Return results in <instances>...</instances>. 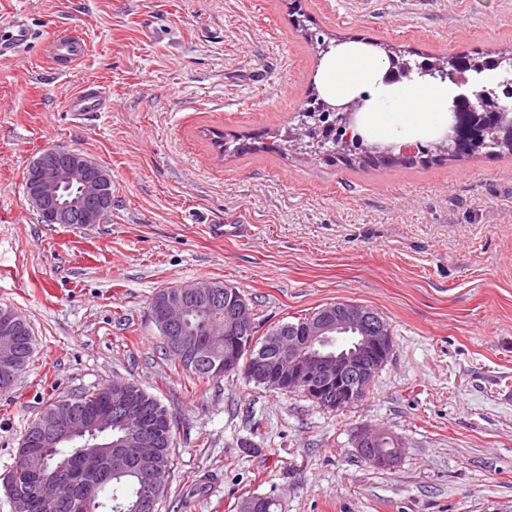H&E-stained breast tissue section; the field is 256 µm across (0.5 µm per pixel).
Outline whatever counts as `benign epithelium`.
<instances>
[{
	"mask_svg": "<svg viewBox=\"0 0 512 512\" xmlns=\"http://www.w3.org/2000/svg\"><path fill=\"white\" fill-rule=\"evenodd\" d=\"M390 69L383 76L386 84L410 76L408 62L389 55ZM421 77L440 78L458 84L464 76L455 67L418 69ZM370 95L363 92L340 103L324 102L327 111L312 114L314 123H300L288 131V139L308 146L322 148L332 143L338 150L345 140H331L315 133L321 120L327 125L352 133L358 129V114ZM448 129L436 143V148L454 154L461 149V134L468 130L478 137V145L493 148L505 142L512 143V107L500 104L493 123L481 128L482 114L476 112L468 95L460 94L448 108ZM36 175L26 186V199L33 209L54 224H66L72 214L80 216L83 224H100L109 205V187L112 177L107 169L86 155L65 147L43 150L33 161ZM224 306V319L211 317L190 329L186 314ZM151 317L167 347L198 361L207 359L208 347L224 340V373H240L246 379H258L273 387H302L322 406L352 402L366 394L376 374L388 361L392 350V334L388 325L361 304L346 302L336 308V325L318 320L306 336H283L275 331L273 351L277 361L260 364L243 358V352L253 348L256 326L252 308L236 288L218 286L210 281L175 287L164 291L154 300ZM16 313L0 312V368L9 371L14 366L13 352L17 343ZM129 383L114 380L107 400L95 408L77 413L64 397L58 408L43 417L35 436L21 442L19 456L31 462V480L20 485L15 476L7 478L4 487L11 499L14 512H32L34 501L47 504L54 500L49 489L56 485L64 463L50 471L45 464L48 449L61 440L79 446L77 466L87 477L100 474V451L97 434L122 425L125 432L117 447L119 453L136 460H151L155 455V437L138 424L128 401ZM379 432L364 430L357 434L356 445L367 453L376 451Z\"/></svg>",
	"mask_w": 512,
	"mask_h": 512,
	"instance_id": "obj_1",
	"label": "benign epithelium"
}]
</instances>
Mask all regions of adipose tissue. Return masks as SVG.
Returning <instances> with one entry per match:
<instances>
[{"label": "adipose tissue", "mask_w": 512, "mask_h": 512, "mask_svg": "<svg viewBox=\"0 0 512 512\" xmlns=\"http://www.w3.org/2000/svg\"><path fill=\"white\" fill-rule=\"evenodd\" d=\"M386 69V64L361 44L339 45L323 66V94L342 101L369 92L361 129L373 136L414 140L447 126L452 85L443 80L387 85L382 81Z\"/></svg>", "instance_id": "ef3b65f1"}]
</instances>
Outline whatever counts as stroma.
<instances>
[{
	"label": "stroma",
	"instance_id": "stroma-1",
	"mask_svg": "<svg viewBox=\"0 0 512 512\" xmlns=\"http://www.w3.org/2000/svg\"><path fill=\"white\" fill-rule=\"evenodd\" d=\"M34 34L0 59V305L36 348L0 394V485L52 401L116 378L173 416L160 512H512V154L460 160L411 149L389 165L278 153L321 90L320 43L359 39L411 62L512 51V0H0ZM78 26L73 70L41 43ZM105 86L77 119L69 97ZM62 146L112 175L106 223H40L25 172ZM245 224V238L215 237ZM237 288L260 331L331 302L388 322L393 353L358 405L329 411L230 374L194 380L163 349L164 288ZM402 438L363 461L355 434ZM395 437L400 439L399 436L386 432L379 441L378 430L368 429L357 434L356 445L357 448H361L365 452L369 453L360 452L363 459L370 465L390 466L398 460L401 453L400 445H397ZM377 444L379 448L378 454L374 456L370 452H376Z\"/></svg>",
	"mask_w": 512,
	"mask_h": 512
}]
</instances>
